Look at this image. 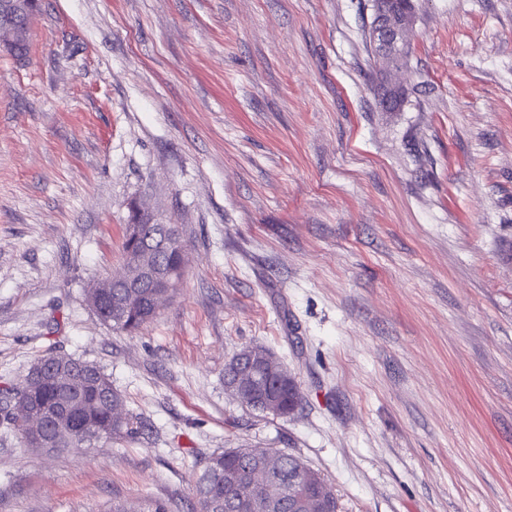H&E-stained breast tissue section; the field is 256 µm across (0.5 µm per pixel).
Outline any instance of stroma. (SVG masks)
Segmentation results:
<instances>
[{"mask_svg": "<svg viewBox=\"0 0 512 512\" xmlns=\"http://www.w3.org/2000/svg\"><path fill=\"white\" fill-rule=\"evenodd\" d=\"M383 111L372 0H41L0 54V389L100 365L133 437L0 430V512H199L227 448L301 457L339 512H512V0H415ZM176 225L177 290L138 332L90 285L124 227ZM248 346L297 383L257 412ZM30 25H15L2 29L0 33V53L18 54L28 43ZM261 349L268 354L263 366L252 371L237 364L234 357L224 369V383L241 402L254 410L275 416L293 414L300 404L295 381L290 388L282 386L280 377L286 382L291 377L269 350Z\"/></svg>", "mask_w": 512, "mask_h": 512, "instance_id": "1", "label": "stroma"}]
</instances>
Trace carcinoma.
<instances>
[{
	"instance_id": "cac0c4a2",
	"label": "carcinoma",
	"mask_w": 512,
	"mask_h": 512,
	"mask_svg": "<svg viewBox=\"0 0 512 512\" xmlns=\"http://www.w3.org/2000/svg\"><path fill=\"white\" fill-rule=\"evenodd\" d=\"M381 104L386 112L396 111L403 102L402 93L391 90L386 80L379 82ZM139 234L126 225L123 242L125 265L178 267L184 258L179 249L169 253L149 250L147 243L164 236L167 224H140ZM103 304L96 315L111 327L137 331L156 316L163 297L159 289L100 288ZM52 366L59 369L60 380L71 387L58 395L54 384L44 387L33 401L22 396L21 386L0 390V427L17 433L26 447L32 430V411L52 401L61 410L72 409L77 426L57 436L60 450L87 448L101 439L131 436L134 422L125 409L121 395L112 389V381L102 368L66 354L54 355ZM282 366L273 354L264 365L252 371L236 363L226 365L224 383L248 407L275 416H288L299 407L296 384H280ZM305 470L304 493L297 496L288 484V476ZM194 490L200 512H338L332 488L300 458L285 451H257L252 448H227L203 461L196 474Z\"/></svg>"
}]
</instances>
